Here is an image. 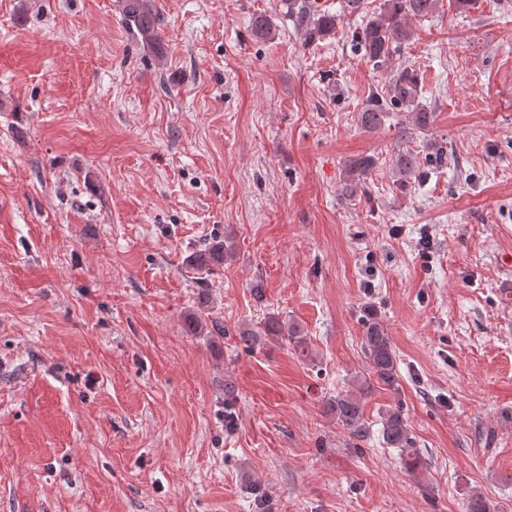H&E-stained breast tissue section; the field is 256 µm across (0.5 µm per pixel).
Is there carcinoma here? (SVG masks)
Returning a JSON list of instances; mask_svg holds the SVG:
<instances>
[{
  "instance_id": "cac0c4a2",
  "label": "carcinoma",
  "mask_w": 512,
  "mask_h": 512,
  "mask_svg": "<svg viewBox=\"0 0 512 512\" xmlns=\"http://www.w3.org/2000/svg\"><path fill=\"white\" fill-rule=\"evenodd\" d=\"M122 23L132 39L145 45L156 56L164 54L165 48L159 35L162 19L155 10L152 0H121ZM440 0H385L378 15L372 17L352 34L355 45L373 66L389 68L401 44L409 37L406 22L409 19H426L436 13ZM288 9L295 15L297 25L307 44L335 33L338 18L317 9L312 0H288ZM420 79L416 71L408 66L397 68L385 94L374 92L361 112L357 123L366 131L379 128L388 111L394 108L405 113L399 121L397 134L402 141L410 140L418 133L429 131L433 113L420 101ZM376 166L371 155L361 156L348 164V186L357 189ZM419 153L406 150L398 154L396 167L402 179L407 180L420 174ZM232 245L226 240L215 238L193 252L187 259L190 269L212 273L224 267L225 258L231 253ZM239 343L246 349L261 348L271 342L286 339L295 350L303 353L308 348L306 337L298 327L280 320L271 314L258 327L242 325L235 330ZM363 353L368 375L377 384L398 387L397 355L392 341L379 319L367 315L363 319ZM327 409L336 416V421L352 436L364 437L363 407L361 398L355 393L338 394L327 402ZM384 442L401 451L407 469L414 471L423 465L415 453V441L407 419L398 408L389 410L382 422ZM467 512H498L496 506L481 493L471 496Z\"/></svg>"
}]
</instances>
